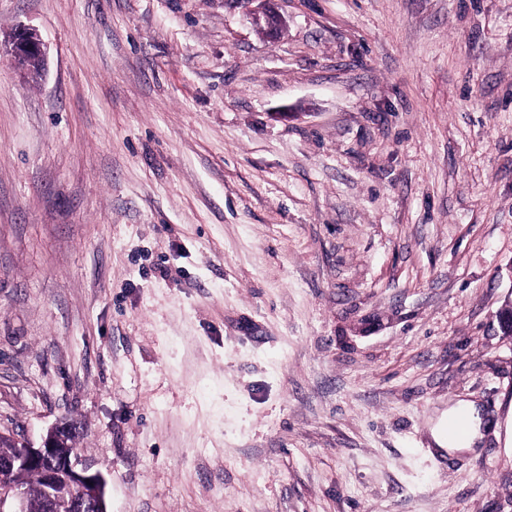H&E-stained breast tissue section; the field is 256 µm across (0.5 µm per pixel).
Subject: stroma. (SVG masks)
Wrapping results in <instances>:
<instances>
[{"mask_svg": "<svg viewBox=\"0 0 512 512\" xmlns=\"http://www.w3.org/2000/svg\"><path fill=\"white\" fill-rule=\"evenodd\" d=\"M275 8L0 0V427L108 512H512V0ZM276 0H246V2H259V7L251 13L252 22L263 29L269 39H276L281 30L284 19L271 6ZM3 46L11 56L14 64L29 71L28 64L35 59H44L43 44L36 32L30 28L16 29L7 41H0V53ZM43 67L41 62H32L30 70L33 74L39 75ZM460 415H464L468 419L469 435L466 441L463 444H460L451 437L458 440L466 438L468 432L467 427L458 422L450 423L448 425V433L450 434V437L446 432L445 417H443L432 430L433 439L437 446H439V449L452 453L470 450L477 444V441L481 437V421L477 409L470 403H459L457 406L448 408V421Z\"/></svg>", "mask_w": 512, "mask_h": 512, "instance_id": "35a3bbf8", "label": "stroma"}]
</instances>
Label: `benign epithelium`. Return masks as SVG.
I'll list each match as a JSON object with an SVG mask.
<instances>
[{
	"label": "benign epithelium",
	"mask_w": 512,
	"mask_h": 512,
	"mask_svg": "<svg viewBox=\"0 0 512 512\" xmlns=\"http://www.w3.org/2000/svg\"><path fill=\"white\" fill-rule=\"evenodd\" d=\"M259 7L252 13V22L263 29L270 39H276L284 19L272 7L275 0H257ZM7 51L14 64L26 69L35 59L44 58L43 44L36 32L20 28L9 39L0 42V52ZM75 424L63 422L54 427L42 443L33 445L12 430L0 429V437H9L20 446L19 454L0 457V512H28L24 490L11 482L19 471L39 472L47 495V512H108L105 501V480L101 473L78 471L72 461ZM65 485L75 491L69 498H60L55 489Z\"/></svg>",
	"instance_id": "obj_1"
}]
</instances>
